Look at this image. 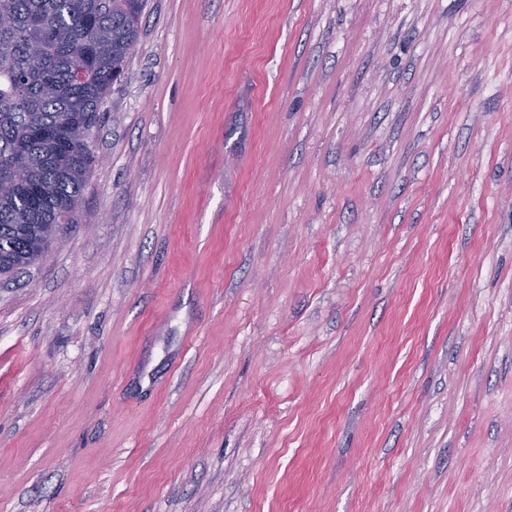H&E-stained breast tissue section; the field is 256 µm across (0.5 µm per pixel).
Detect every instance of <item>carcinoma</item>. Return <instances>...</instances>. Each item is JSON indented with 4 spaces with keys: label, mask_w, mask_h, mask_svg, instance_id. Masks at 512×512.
Returning <instances> with one entry per match:
<instances>
[{
    "label": "carcinoma",
    "mask_w": 512,
    "mask_h": 512,
    "mask_svg": "<svg viewBox=\"0 0 512 512\" xmlns=\"http://www.w3.org/2000/svg\"><path fill=\"white\" fill-rule=\"evenodd\" d=\"M144 0H0V275L48 250L94 162L92 130L137 43Z\"/></svg>",
    "instance_id": "1"
}]
</instances>
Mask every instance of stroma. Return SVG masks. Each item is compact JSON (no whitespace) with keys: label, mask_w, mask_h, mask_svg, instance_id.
I'll use <instances>...</instances> for the list:
<instances>
[{"label":"stroma","mask_w":512,"mask_h":512,"mask_svg":"<svg viewBox=\"0 0 512 512\" xmlns=\"http://www.w3.org/2000/svg\"><path fill=\"white\" fill-rule=\"evenodd\" d=\"M0 276V512H512V0H146Z\"/></svg>","instance_id":"stroma-1"}]
</instances>
